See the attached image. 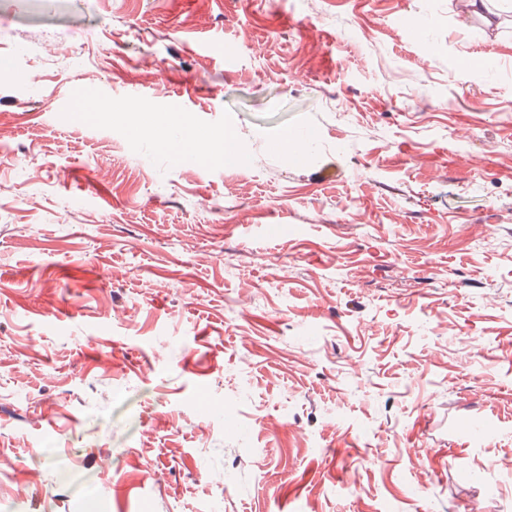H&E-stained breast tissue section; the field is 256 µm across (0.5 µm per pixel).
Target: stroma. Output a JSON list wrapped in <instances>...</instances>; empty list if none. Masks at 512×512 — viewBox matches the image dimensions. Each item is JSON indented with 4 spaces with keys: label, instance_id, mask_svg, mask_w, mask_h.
<instances>
[{
    "label": "stroma",
    "instance_id": "35a3bbf8",
    "mask_svg": "<svg viewBox=\"0 0 512 512\" xmlns=\"http://www.w3.org/2000/svg\"><path fill=\"white\" fill-rule=\"evenodd\" d=\"M495 8L0 0V512H512ZM134 119L142 132L167 146L177 156L193 149L194 143L192 139L194 137L190 131L182 135L179 141L169 137V129L174 125H178L176 118H163L157 116L154 112L139 110L134 112Z\"/></svg>",
    "mask_w": 512,
    "mask_h": 512
}]
</instances>
